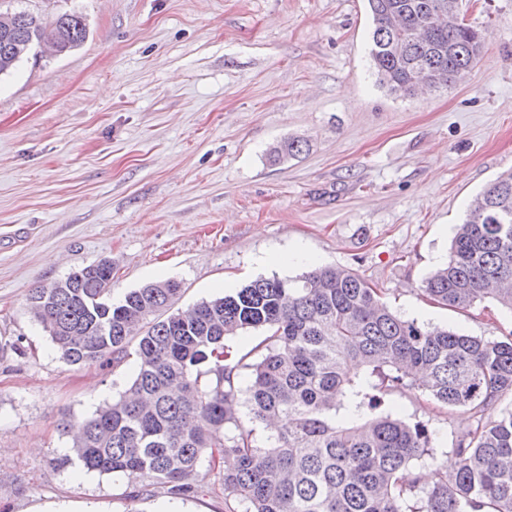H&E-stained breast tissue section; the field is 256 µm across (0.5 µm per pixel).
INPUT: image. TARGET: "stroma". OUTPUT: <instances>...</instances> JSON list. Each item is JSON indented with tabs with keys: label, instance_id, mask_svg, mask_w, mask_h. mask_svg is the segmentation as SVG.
<instances>
[{
	"label": "stroma",
	"instance_id": "stroma-1",
	"mask_svg": "<svg viewBox=\"0 0 512 512\" xmlns=\"http://www.w3.org/2000/svg\"><path fill=\"white\" fill-rule=\"evenodd\" d=\"M82 13L85 41L0 75V512H224L215 491L130 501L132 480L82 468L74 423L118 398L137 365L64 362L31 316L33 288L107 258L110 298L182 285L180 309L295 250L358 273L402 318L494 339L512 311L457 313L421 287L471 201L512 169V0H463L476 65L413 97L382 86L367 0H21ZM307 141L271 161L282 140ZM387 408L438 434L425 470L467 430L421 390Z\"/></svg>",
	"mask_w": 512,
	"mask_h": 512
}]
</instances>
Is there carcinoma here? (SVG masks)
Listing matches in <instances>:
<instances>
[{
  "instance_id": "obj_1",
  "label": "carcinoma",
  "mask_w": 512,
  "mask_h": 512,
  "mask_svg": "<svg viewBox=\"0 0 512 512\" xmlns=\"http://www.w3.org/2000/svg\"><path fill=\"white\" fill-rule=\"evenodd\" d=\"M370 57L379 82L403 96L424 84L449 86L472 68L484 35L459 19V0H367ZM447 20L419 30L438 5ZM0 25V75L22 60L13 44L52 36L61 53L80 46L85 17L12 11ZM305 142L288 138L276 158ZM112 261L102 259L32 290L30 312L61 358L117 366L135 357L126 391L74 434L88 471L135 481L129 499L158 492L191 497L207 478L224 512H512V331L499 339L405 320L360 275L336 266L296 277H259L236 292L173 310L181 284L167 280L108 300ZM432 303L466 310L487 298L512 310V170L472 203L448 260L422 288ZM263 339L241 356L225 340L246 329ZM251 369L245 401L238 370ZM420 389L470 412L452 470L425 486L409 471L432 456L434 431L383 409L394 391ZM278 420L264 440L242 422ZM208 460L200 473L202 459Z\"/></svg>"
}]
</instances>
